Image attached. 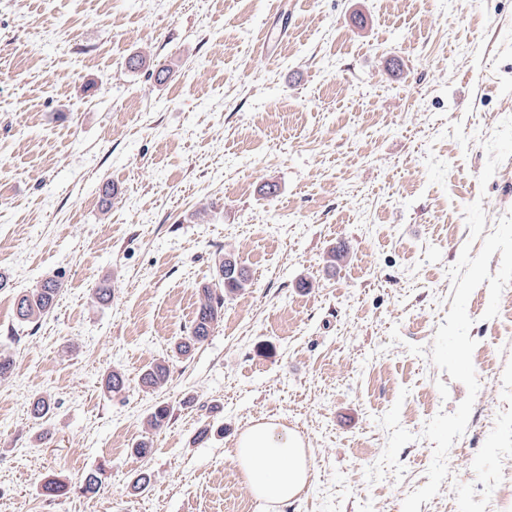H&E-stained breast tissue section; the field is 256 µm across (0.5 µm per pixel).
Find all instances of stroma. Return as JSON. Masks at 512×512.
<instances>
[{
    "label": "stroma",
    "instance_id": "35a3bbf8",
    "mask_svg": "<svg viewBox=\"0 0 512 512\" xmlns=\"http://www.w3.org/2000/svg\"><path fill=\"white\" fill-rule=\"evenodd\" d=\"M0 275V512H256L266 419L314 467L279 512H468L512 465V0H0ZM247 284L246 271L236 260L231 257L219 259L216 265V282L201 287L191 335L182 337L176 343L177 352L188 355L196 344L203 342L209 336L212 324L221 317L224 296L246 288ZM61 283L47 279L30 295H23L16 302V315L21 322L37 324L38 320L52 307L59 293Z\"/></svg>",
    "mask_w": 512,
    "mask_h": 512
}]
</instances>
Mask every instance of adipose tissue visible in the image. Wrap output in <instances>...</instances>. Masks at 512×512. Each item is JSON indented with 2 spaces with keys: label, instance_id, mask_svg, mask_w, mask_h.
<instances>
[{
  "label": "adipose tissue",
  "instance_id": "adipose-tissue-1",
  "mask_svg": "<svg viewBox=\"0 0 512 512\" xmlns=\"http://www.w3.org/2000/svg\"><path fill=\"white\" fill-rule=\"evenodd\" d=\"M233 455L259 512H278L313 479L312 461L299 435L273 422H259L244 431Z\"/></svg>",
  "mask_w": 512,
  "mask_h": 512
}]
</instances>
